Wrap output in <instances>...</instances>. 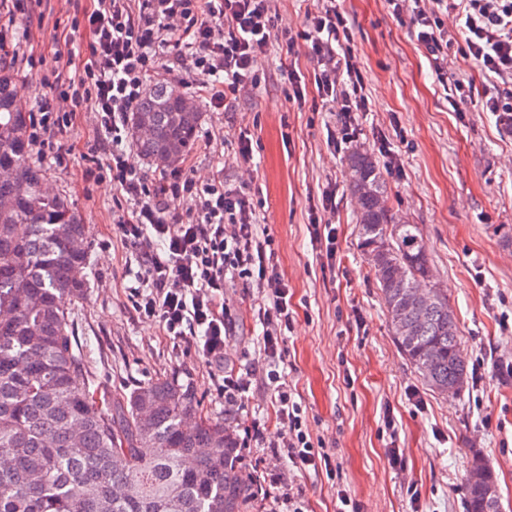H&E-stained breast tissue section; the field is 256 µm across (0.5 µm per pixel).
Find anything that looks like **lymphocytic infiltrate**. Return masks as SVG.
<instances>
[{
	"label": "lymphocytic infiltrate",
	"mask_w": 512,
	"mask_h": 512,
	"mask_svg": "<svg viewBox=\"0 0 512 512\" xmlns=\"http://www.w3.org/2000/svg\"><path fill=\"white\" fill-rule=\"evenodd\" d=\"M394 14H408L412 33L437 76L448 66V28L443 4L462 27L463 53L484 76L502 87L483 106L499 125H512V0H388ZM275 0H92L73 28L84 40L69 54L73 77L53 70L52 98L32 117L28 144L38 159L65 165L71 150L64 139L71 116L93 112L97 136L82 157L86 181H110L118 191L115 222L135 256L138 270L129 297L140 318L158 322L173 348L188 346L206 364L223 365L224 347L235 322L224 290L234 284L256 291L252 316L263 327L262 371H230L224 397L244 400L254 378L273 394L280 426L271 456L301 472L339 473L315 448L303 409L280 365L293 330L288 283L270 234L262 229L247 185L231 186L222 168L208 179L195 176L191 159L149 178L132 157L127 122L148 80L162 85L193 84L214 112L235 109L241 92L256 86L257 64L270 52L293 55L305 42L318 67L312 77L289 69L295 98L314 86L321 101L339 116L341 143L355 142L357 113L369 100L352 54L347 19L331 0L308 12L297 35L276 32ZM185 210H177V203ZM309 233L327 260L336 257V188L328 186L309 207Z\"/></svg>",
	"instance_id": "lymphocytic-infiltrate-1"
}]
</instances>
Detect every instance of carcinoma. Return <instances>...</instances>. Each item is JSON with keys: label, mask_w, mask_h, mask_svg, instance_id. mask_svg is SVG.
<instances>
[{"label": "carcinoma", "mask_w": 512, "mask_h": 512, "mask_svg": "<svg viewBox=\"0 0 512 512\" xmlns=\"http://www.w3.org/2000/svg\"><path fill=\"white\" fill-rule=\"evenodd\" d=\"M14 81L0 69V512H248L258 493L236 435L218 417L183 425L198 409L192 386L158 378L111 405L91 392L66 307L88 291L89 229L45 187ZM186 101L170 86L144 94L130 115L140 158L164 167L192 148L201 112ZM345 177L363 253L382 247L372 269L397 346L432 392L461 390L458 324L426 282L418 226L388 205L370 153H349ZM487 510L482 486L468 482L466 512Z\"/></svg>", "instance_id": "carcinoma-1"}]
</instances>
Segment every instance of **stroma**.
Segmentation results:
<instances>
[{
    "mask_svg": "<svg viewBox=\"0 0 512 512\" xmlns=\"http://www.w3.org/2000/svg\"><path fill=\"white\" fill-rule=\"evenodd\" d=\"M89 0H30L29 30L42 71L55 66L56 38L71 32L77 8ZM349 19L354 52L367 83L369 109L360 113L357 146L376 154L386 138L403 164L387 176L389 204L418 225L438 288L447 295L459 327L468 382L457 395L433 393L400 352L376 280L359 247L356 213L343 172L345 151L328 133L334 113L321 100L293 99L278 54L258 63L260 81L246 88L235 111H203L201 129H224V178L239 184L253 168L251 193L260 222L275 240L288 282L294 330L283 370L300 396L312 439L322 441L342 477L287 471L305 512H337L338 489L363 512H465L473 459L494 472L502 512H512V380L499 366L512 362V134L483 108L492 85L465 57L460 28L450 27L449 80L464 79L473 93L453 107L416 45L408 16H396L386 0H336ZM247 131L253 160L237 153ZM45 184L66 196L90 226L92 267L84 300L72 303L77 341L86 354L97 395L122 399L137 385L176 376L190 383L204 415L225 416L239 440L245 473L266 476V450L246 435L260 424L266 440L279 426L269 391L253 385L247 400L226 412L216 368L189 351L172 348L157 322L138 318L127 287L131 251L113 222L111 184L87 187L83 163L43 162ZM336 184L340 268L322 267L308 233L309 200ZM236 332L224 348L227 362L262 361V327L253 321L245 288L225 289ZM392 413L394 428L384 423ZM400 450L391 463L388 448ZM415 485L418 503L406 488Z\"/></svg>",
    "mask_w": 512,
    "mask_h": 512,
    "instance_id": "obj_1",
    "label": "stroma"
}]
</instances>
